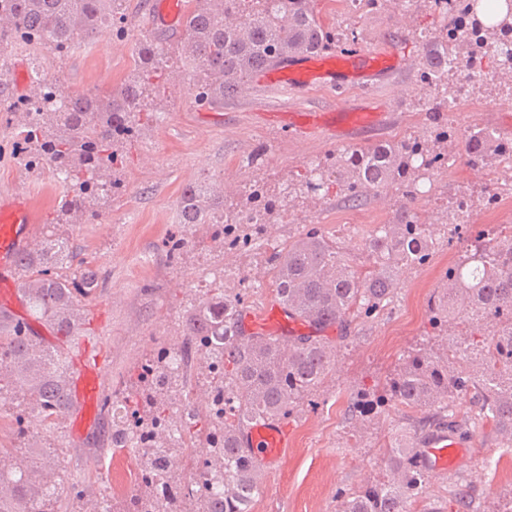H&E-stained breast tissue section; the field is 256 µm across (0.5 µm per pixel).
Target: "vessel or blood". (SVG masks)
<instances>
[{
  "label": "vessel or blood",
  "mask_w": 512,
  "mask_h": 512,
  "mask_svg": "<svg viewBox=\"0 0 512 512\" xmlns=\"http://www.w3.org/2000/svg\"><path fill=\"white\" fill-rule=\"evenodd\" d=\"M403 57L391 46L370 51L353 48L350 54L334 58L324 53H298L282 65L254 73L258 88L272 87L291 92H306L317 87L342 92L382 81L403 69ZM273 120L292 134H305L316 127L347 136L361 124L386 121L381 110L337 107L327 112L282 111ZM35 209L30 194L23 190L0 197V309L18 312L22 292L17 276L18 257L32 236ZM245 334L288 336L310 333V326L289 314L278 301H270L258 313L244 311ZM69 374L66 389L71 406L65 418L70 438L82 443L101 424L100 405L108 384V373L90 348L68 352ZM241 442L268 471H275L286 457L288 429L274 418L256 421L244 431ZM469 443L457 433L446 430L430 434L421 443V460L433 474L452 471L467 453Z\"/></svg>",
  "instance_id": "vessel-or-blood-1"
}]
</instances>
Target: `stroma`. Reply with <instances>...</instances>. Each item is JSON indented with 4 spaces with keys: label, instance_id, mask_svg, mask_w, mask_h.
<instances>
[{
    "label": "stroma",
    "instance_id": "35a3bbf8",
    "mask_svg": "<svg viewBox=\"0 0 512 512\" xmlns=\"http://www.w3.org/2000/svg\"><path fill=\"white\" fill-rule=\"evenodd\" d=\"M152 0H125L134 16L124 41L101 33L95 42H78L64 60L5 50L11 83L29 79L33 67L60 72L71 91L112 92L128 74L136 43L150 37L163 43L179 41L183 27L151 25ZM324 20L336 23L368 49L391 45L408 57H416L424 32H437L442 18L429 0H418L412 19H404L396 0L377 13L357 11L348 0H315ZM419 71L407 66L401 73L366 88L339 93L315 88L306 93L259 90L224 100L218 110L197 107L186 93L183 76L174 73L169 92L161 96L159 122L145 124L132 145L124 172L125 191L112 201L100 220L67 226L74 246L92 254L99 270V286L90 302V325L79 335L97 344L110 376L106 393L119 396L130 368L149 354L154 342L179 343V317L190 288H208L215 271H223L224 284L234 288L243 271L265 263L275 248L305 233L309 225L321 227L350 259L359 257L363 237L375 225L388 223L397 198L394 189L370 193L363 205L348 208L329 197L280 212L268 231L265 249L249 252L219 247L189 248L180 264L172 266L161 249L175 232L184 188L196 182L220 183L225 193L236 194L249 184L248 161L261 153L268 187L278 188L295 178L303 166L324 161L332 151L346 150V143L330 138L326 129H315L305 138H293L267 113L283 108L297 111L326 110L339 104L365 106L381 103L390 114L380 130L356 132L355 145L408 139L433 130L419 94ZM445 119L455 137L469 127L486 124L501 138L512 140V93L492 81L475 84L462 94ZM11 130L0 122V194L23 189L36 201L35 232H42L60 189L51 172L27 170L6 152ZM495 176L489 170L472 169L464 151H457L439 188L419 200V212L427 214L465 196L469 215L460 232L449 234L421 266L403 269L393 302L379 315L354 322L343 354L330 370L315 409L287 420L288 457L280 471L264 473L252 512H340L339 491L357 487L379 474V448L407 424V409L389 407L364 434H357L344 417L350 397L360 388L385 384L405 350L426 338L428 299L440 284L444 271L464 255L467 244L481 232L492 233L498 225L512 224V197L496 208H485L480 197L494 191ZM30 430L38 435L42 468L60 475V512H81L70 499L71 484L88 481L96 494L122 497L133 493L134 454L111 448L107 432L75 445L64 423L44 428L31 418ZM466 461L453 473L430 475L428 488L414 505V512H458L453 490L469 486L484 512H512V448L501 447L485 422H476Z\"/></svg>",
    "mask_w": 512,
    "mask_h": 512
}]
</instances>
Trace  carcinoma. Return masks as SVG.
<instances>
[{
	"label": "carcinoma",
	"instance_id": "1",
	"mask_svg": "<svg viewBox=\"0 0 512 512\" xmlns=\"http://www.w3.org/2000/svg\"><path fill=\"white\" fill-rule=\"evenodd\" d=\"M124 0H5L0 3V49L21 45L56 59L78 40L90 42L101 31L124 37L135 23ZM443 17L455 16L418 58L421 94L432 103L434 121L454 105L457 84L448 75L468 63L496 79L512 68V0H432ZM352 49L347 34L326 24L312 0H190L184 38L163 45L140 40L134 68L113 93L68 92L60 74L35 71L27 93H10L0 76V110L15 125L10 155L33 170H49L62 188L61 201L46 230L19 259L20 285L28 318L48 325L58 336L74 335L86 299L95 294L99 272L69 246L62 224L99 219L112 197L125 189L123 146L137 139L140 127L161 118L147 110L150 87L169 80L170 62L181 63L195 103L208 109L241 91L258 69L279 64L294 51ZM452 136H426L383 142L367 148L330 153L324 163L307 167L283 193L266 189L253 156V179L237 217L224 215V193L194 183L181 196L179 223L201 231L202 238L247 250L267 235V224L282 207L299 199L327 198L358 206L370 192L395 187L399 206L386 224L363 239L368 266L346 259L317 226L290 240L267 262L248 271L254 283L268 282L275 298L300 319L322 332L334 328L347 338L353 320L371 318L392 301L400 270L424 264L437 245L436 236L459 228L467 211L455 208L441 223L429 224L417 210L418 185L435 184L448 171ZM468 160L484 167L496 156L512 157V142L487 127L465 135ZM257 212L260 223L249 224ZM222 219L219 225L215 220ZM186 239L171 235L164 252L180 261ZM512 253V237L487 240L446 270L428 301V322L435 342L402 355L393 375L381 386L361 388L345 416L365 432L381 412L399 405L422 416L414 436L395 439L384 449V473L341 493L342 512H411L412 501L426 492L428 472L418 452L421 439L446 427L463 436L473 416L489 421L500 443L512 448V269L500 260ZM188 305L179 324L181 345L154 344L135 368L136 386L113 406L112 447L137 454L140 489L112 502L73 484L70 494L84 512H251L262 484V468L240 443L243 430L265 417L283 418L316 408L315 397L338 350L321 335L249 337L242 332L247 288L219 283L199 298L187 290ZM478 323L481 344L448 342L463 321ZM202 356L196 367L207 403H191L194 388L184 370L187 352ZM466 364V375L458 372ZM68 360L55 347L36 341L27 318L0 312V402L14 405L18 444L0 446V512H58L52 472L31 464L23 449L31 416L51 427L63 419L70 403L66 392ZM205 448H198L199 444ZM199 479L182 487L185 471Z\"/></svg>",
	"mask_w": 512,
	"mask_h": 512
}]
</instances>
